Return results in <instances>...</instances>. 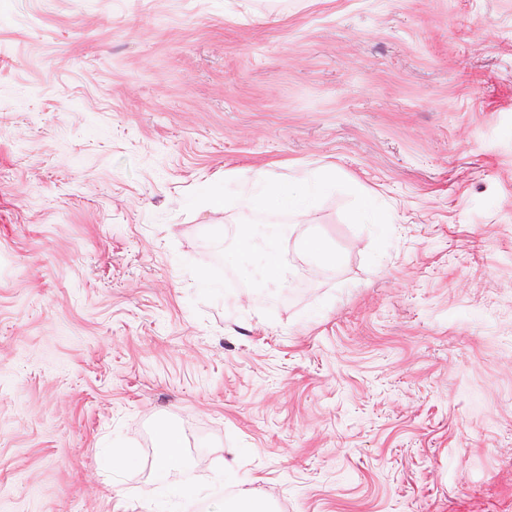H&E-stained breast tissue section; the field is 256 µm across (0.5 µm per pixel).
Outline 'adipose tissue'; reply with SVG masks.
Here are the masks:
<instances>
[{"instance_id":"ef3b65f1","label":"adipose tissue","mask_w":512,"mask_h":512,"mask_svg":"<svg viewBox=\"0 0 512 512\" xmlns=\"http://www.w3.org/2000/svg\"><path fill=\"white\" fill-rule=\"evenodd\" d=\"M253 187L243 193L240 205L252 212L285 211L298 217L309 214L316 195L323 189V182L317 181L312 172L304 170L288 183L272 180L265 171L258 170L252 175Z\"/></svg>"}]
</instances>
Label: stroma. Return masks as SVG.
I'll list each match as a JSON object with an SVG mask.
<instances>
[{
  "label": "stroma",
  "mask_w": 512,
  "mask_h": 512,
  "mask_svg": "<svg viewBox=\"0 0 512 512\" xmlns=\"http://www.w3.org/2000/svg\"><path fill=\"white\" fill-rule=\"evenodd\" d=\"M243 491L512 512V0H0V512ZM252 181V189L240 198L243 209L264 213L287 211L297 217L309 214L316 195L326 186L307 170L299 172L287 184L272 180L263 170L253 172ZM165 448H160L158 454V470L173 479V486L178 487V476L186 463L182 456L181 438L175 433H167Z\"/></svg>",
  "instance_id": "stroma-1"
}]
</instances>
